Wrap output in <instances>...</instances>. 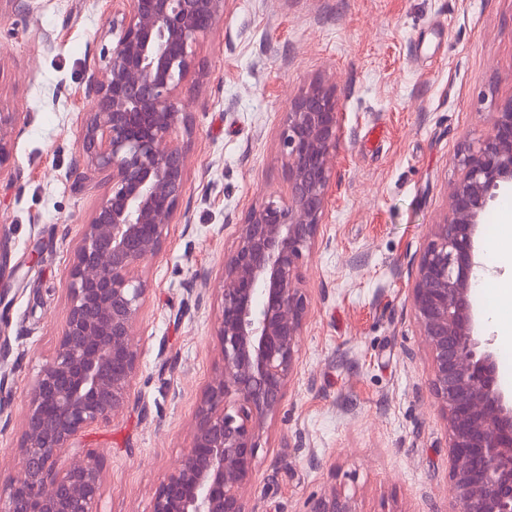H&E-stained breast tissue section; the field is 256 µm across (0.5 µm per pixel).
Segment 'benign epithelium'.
Masks as SVG:
<instances>
[{
    "label": "benign epithelium",
    "instance_id": "benign-epithelium-1",
    "mask_svg": "<svg viewBox=\"0 0 512 512\" xmlns=\"http://www.w3.org/2000/svg\"><path fill=\"white\" fill-rule=\"evenodd\" d=\"M113 4L105 68L87 82L78 159L106 190L74 250L55 354L24 400L17 471L0 489V512H100L97 456L62 457L83 429L124 406L139 371L142 268L161 252L186 181L179 133L192 103L176 91L224 8V0ZM19 121V113L0 111V168ZM341 121L333 89L321 84L283 113L287 191L264 195L235 225L219 286L223 365L201 393L190 446L156 490L152 512H249L244 490L260 431L280 408L301 351L307 302L299 261L320 236ZM458 165L449 208L417 258L411 305L447 424L452 512H512V393L499 386L491 341L475 334L471 298L482 269L479 224L499 192L512 189V99ZM310 512L354 510L332 491Z\"/></svg>",
    "mask_w": 512,
    "mask_h": 512
}]
</instances>
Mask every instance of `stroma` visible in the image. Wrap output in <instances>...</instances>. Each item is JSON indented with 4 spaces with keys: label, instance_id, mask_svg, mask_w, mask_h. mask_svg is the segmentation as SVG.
<instances>
[{
    "label": "stroma",
    "instance_id": "35a3bbf8",
    "mask_svg": "<svg viewBox=\"0 0 512 512\" xmlns=\"http://www.w3.org/2000/svg\"><path fill=\"white\" fill-rule=\"evenodd\" d=\"M112 43V0H0V110L22 113L0 168V488L15 474L25 396L55 353L64 283L103 186L77 163L86 84ZM180 84L191 100L181 214L144 270L140 369L123 409L78 438L98 453L101 512H151L189 447L216 336L224 254L263 194L285 192L290 100L332 87L342 114L323 233L300 261L303 343L258 440L249 512H310L329 492L354 512H451L448 434L410 303L415 263L457 178L458 153L512 98V0H224ZM512 232V190L476 245ZM512 392V342L474 289Z\"/></svg>",
    "mask_w": 512,
    "mask_h": 512
}]
</instances>
